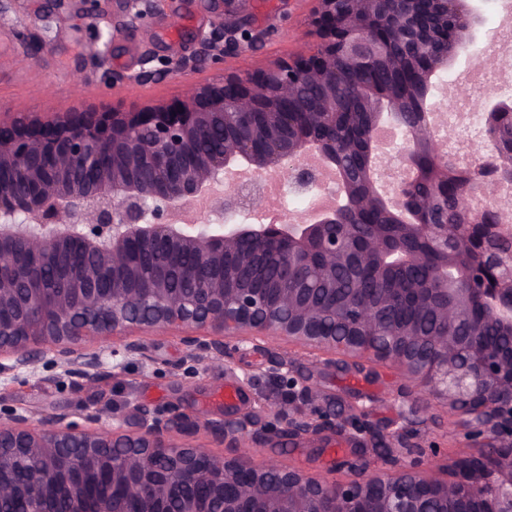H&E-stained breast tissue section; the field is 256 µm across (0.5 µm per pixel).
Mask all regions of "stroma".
<instances>
[{
  "mask_svg": "<svg viewBox=\"0 0 512 512\" xmlns=\"http://www.w3.org/2000/svg\"><path fill=\"white\" fill-rule=\"evenodd\" d=\"M153 9L133 35L115 36L109 62L112 68L135 72L143 51L165 58L172 45L193 51L195 36L209 29L218 13L213 0H152ZM20 11L37 19L34 30L36 58L32 64L18 62L11 52V22L0 18V108H22L45 113L64 110L80 103L97 107L104 91L93 82L73 81L72 75L100 45L104 29L118 25L121 13L117 0H98V25L82 21L87 0H21ZM310 0H252L250 13L259 22H273L275 34L256 54L227 59L226 72L241 69L261 71L272 63L298 55L310 42ZM472 66L468 55L451 61L447 74L434 84L433 106L447 111L457 97L473 99L477 108L492 104L495 93L475 94L466 75ZM153 362L127 363L119 373L104 370L92 383L62 375L50 363L41 364L33 376L0 381V409L31 412L35 419L67 413L78 421L98 417L112 409H127L135 402L152 412L179 414L193 424V443L226 456L234 455L229 443L216 439L208 422L227 417L268 419L279 408L290 413L340 414L338 428L324 431L321 440L281 448L270 443L251 449L258 461L275 459L327 478H343L341 463L354 449L363 447L362 429L393 432L399 429V411L405 382L392 369L369 374L325 364L318 355L285 343L277 350L291 360L294 376L305 379L309 398L291 399L285 387L267 380L243 384L244 375L259 372L268 362L266 352L244 348L230 362H205L188 369L178 331L154 334L149 339ZM457 426L442 404L420 414L418 440L426 445V459L445 466L461 456L463 448Z\"/></svg>",
  "mask_w": 512,
  "mask_h": 512,
  "instance_id": "obj_1",
  "label": "stroma"
}]
</instances>
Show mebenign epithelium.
<instances>
[{
  "instance_id": "benign-epithelium-1",
  "label": "benign epithelium",
  "mask_w": 512,
  "mask_h": 512,
  "mask_svg": "<svg viewBox=\"0 0 512 512\" xmlns=\"http://www.w3.org/2000/svg\"><path fill=\"white\" fill-rule=\"evenodd\" d=\"M120 33L137 29L148 0H119ZM223 13L196 47L179 49L161 65L145 52L134 73L108 62L114 33L91 56L92 71L74 75L115 90L181 77L183 100L173 107L122 98L91 110L80 105L36 115L23 109L0 113V257L3 251L41 253L57 262L63 284L46 292L29 282L26 268L0 262V311L21 306L19 319L0 317V377L32 376L50 359L64 374L87 382L107 365L117 370L129 359L147 360L146 339L180 329L186 357L229 358L247 345L283 339L357 368L388 366L412 383V409L443 402L456 418L465 453L453 465L436 468L412 457L402 429L370 434V450L384 466L371 468L359 454L344 461L346 481H329L280 461L255 463L248 455L226 458L172 435L171 423L146 408L130 427L114 411L95 428L66 414L33 426L25 411L0 413V471L13 465V449L41 458L45 467L27 483L43 493L53 470L69 462L93 467L112 460L105 479L118 492L100 495L82 478L74 481L64 512H512V345L493 348L474 332L475 324L512 334V224L496 205L501 182L512 175V105L484 109L486 127L509 133L489 140L493 165L482 178L442 152L426 112L405 111L395 93L364 81L359 92L374 112L387 110L401 131L387 152L367 153L362 176L369 190L354 192L346 171L336 184L338 203L308 214L296 224H237L263 204L264 174H283V195L322 190L326 167L346 144L324 140L320 128L336 115V56L361 62L368 50L385 52L397 34L407 49L402 65L430 82L466 45L477 23L468 0H431L443 21H466L435 30L416 18L417 0H311L308 25L313 46L269 68L224 73L225 59L255 53L273 28L243 15L249 0H219ZM29 22L17 17L13 48L21 61L33 59ZM205 81L193 80L203 71ZM316 87L321 95L296 119L295 101ZM224 121V148L197 152L194 144ZM427 135L439 163L434 187L419 208L407 204L406 189L420 177L412 160L419 137ZM93 169L85 178L81 170ZM465 179L468 223L434 224L429 212L448 197V169ZM29 186L20 193L15 185ZM383 207L397 224H371L356 240L336 219L347 209L367 214ZM278 252L292 274L291 285L250 280L264 250ZM188 255L181 269L198 287L189 291L156 278L145 288L132 258L160 263ZM428 265L441 288H399L372 292L354 284V273L374 277L392 266ZM351 281L336 301L341 277ZM417 310L418 320L394 317L399 300ZM123 341L109 349L103 342ZM268 380L306 397L310 388L292 375L283 356L270 360ZM322 423L309 416L257 425L251 418L211 423L225 440L296 441ZM181 489L179 506L172 493Z\"/></svg>"
}]
</instances>
